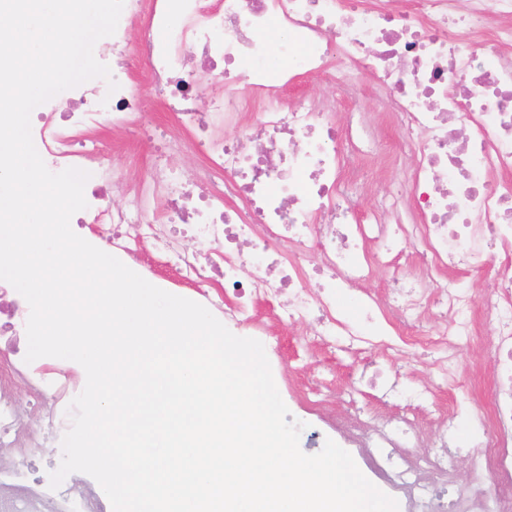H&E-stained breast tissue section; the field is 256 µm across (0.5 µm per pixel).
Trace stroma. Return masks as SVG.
<instances>
[{
  "mask_svg": "<svg viewBox=\"0 0 512 512\" xmlns=\"http://www.w3.org/2000/svg\"><path fill=\"white\" fill-rule=\"evenodd\" d=\"M111 164L120 169L126 181L138 182L153 168L162 166L188 171L198 164L196 157L171 151L157 158L156 146L148 140H128L104 131ZM411 164L409 153L394 152L387 157L362 155L360 170L351 189L360 209H368L377 197L403 182ZM128 266L154 286L171 294L197 300L193 284L181 280L172 264L160 260L150 243H141ZM255 326L266 333L264 345L268 360L275 362L273 377L277 389L292 418L306 423L308 430L318 432L321 438L332 439L352 456L359 449L344 438V430L358 429V409H365L377 418L385 419L401 414L403 405L394 402L379 403L371 395H357L354 382L363 362H373L385 371L413 369V382L421 385L435 383L434 402L440 410L468 404L475 408L487 407L494 389L496 350L490 334H483L480 342L459 343L452 350L448 383H436L433 359L419 350L396 353L378 344H365L355 350L330 349L313 345L308 323L279 325L270 306L257 307L253 315ZM319 383L326 396L324 408L318 409L300 398V390L311 383Z\"/></svg>",
  "mask_w": 512,
  "mask_h": 512,
  "instance_id": "stroma-1",
  "label": "stroma"
}]
</instances>
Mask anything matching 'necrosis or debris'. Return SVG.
Masks as SVG:
<instances>
[{
  "label": "necrosis or debris",
  "mask_w": 512,
  "mask_h": 512,
  "mask_svg": "<svg viewBox=\"0 0 512 512\" xmlns=\"http://www.w3.org/2000/svg\"><path fill=\"white\" fill-rule=\"evenodd\" d=\"M121 15L141 17L136 37L120 25L94 47L109 51L117 90L86 91L63 111L42 104L31 113L47 168L93 175L77 226L97 225L121 260L143 241L175 255L201 303L223 283L228 325L248 321L263 302L281 324L315 322L319 341L382 336L387 348L403 350L434 319L431 345L444 369L449 345L489 324L498 386L488 408L454 406L433 435L412 417L430 388L406 390L398 378L370 372L378 398L406 409L375 429V447L397 449L399 465H374L403 512H512V0H124ZM272 26L278 71L264 60ZM134 58L144 60L148 85L186 133L171 147L203 159L187 178L160 170L131 185L105 162L101 131L145 120L128 74ZM191 60L210 76L206 95L192 88ZM358 72L371 77L413 156L401 185L410 207L401 195L384 197L362 220L345 189L356 171L336 101L286 102L289 86L304 77L351 96ZM228 128L234 137H225ZM107 185L128 195L127 207L100 205ZM411 252L414 270L393 274L387 298L357 293L376 265ZM471 268L493 271L500 288L498 302L479 315L455 278ZM429 279L434 288H426ZM16 380L51 395L42 418L48 432L70 428L76 392L66 371L31 368L22 350L0 365V447L15 449L22 464L39 441L25 433L9 395ZM459 421L472 433L471 480L460 489L453 459L411 454L433 440L447 444ZM46 496L55 512H100L89 486L32 488L17 471H0V512H38Z\"/></svg>",
  "instance_id": "obj_1"
}]
</instances>
